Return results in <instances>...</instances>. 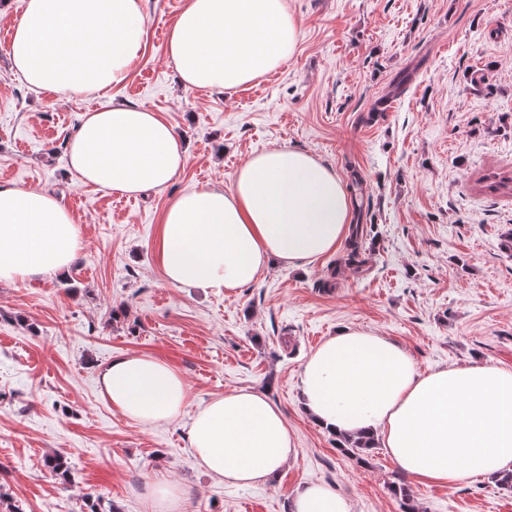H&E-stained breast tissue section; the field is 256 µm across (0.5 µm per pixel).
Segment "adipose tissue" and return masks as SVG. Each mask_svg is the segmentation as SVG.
Returning a JSON list of instances; mask_svg holds the SVG:
<instances>
[{"label": "adipose tissue", "mask_w": 512, "mask_h": 512, "mask_svg": "<svg viewBox=\"0 0 512 512\" xmlns=\"http://www.w3.org/2000/svg\"><path fill=\"white\" fill-rule=\"evenodd\" d=\"M144 0H22L11 61L27 84L57 95L98 94L124 83L144 52ZM298 26L286 0H185L167 57L187 90L230 91L293 55ZM81 183L126 195L169 184L187 151L143 105L86 113L68 147ZM350 201L332 168L312 154L273 147L249 158L231 188L190 186L161 219L159 264L175 288L215 294L246 287L272 261L310 262L348 231ZM81 246L77 220L41 188L0 186V280L67 270ZM113 408L142 424L183 414L184 379L145 355L112 358L98 374ZM313 422L342 438H378L407 475L453 485L512 471V371L492 364L419 372L408 351L374 331L345 327L300 373ZM187 438L207 474L237 485L268 480L296 454L279 408L236 390L190 418ZM291 512H350L346 498L310 482Z\"/></svg>", "instance_id": "1"}]
</instances>
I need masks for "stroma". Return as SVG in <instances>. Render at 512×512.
<instances>
[{
	"label": "stroma",
	"mask_w": 512,
	"mask_h": 512,
	"mask_svg": "<svg viewBox=\"0 0 512 512\" xmlns=\"http://www.w3.org/2000/svg\"><path fill=\"white\" fill-rule=\"evenodd\" d=\"M183 0H147L146 48L109 94L31 91L12 68L21 0L0 11V185L50 190L76 216L69 270L0 281V512H149L145 487L171 482L181 512H290L318 481L350 512H512L493 475L452 486L407 476L386 448L342 453L304 412L299 374L344 325L402 345L421 372L494 364L512 370V0H287L292 57L233 91H189L167 61ZM389 112L377 111L384 98ZM148 106L175 129L188 162L140 196L85 185L65 143L84 113ZM312 153L350 194L360 263L348 241L301 266L270 264L255 283L214 294L165 282L161 214L189 185L231 184L251 155ZM151 355L186 381L184 415L139 424L100 395L97 367ZM246 388L280 408L297 454L271 481L220 482L197 465L190 414ZM65 456L67 475L48 457Z\"/></svg>",
	"instance_id": "stroma-1"
}]
</instances>
